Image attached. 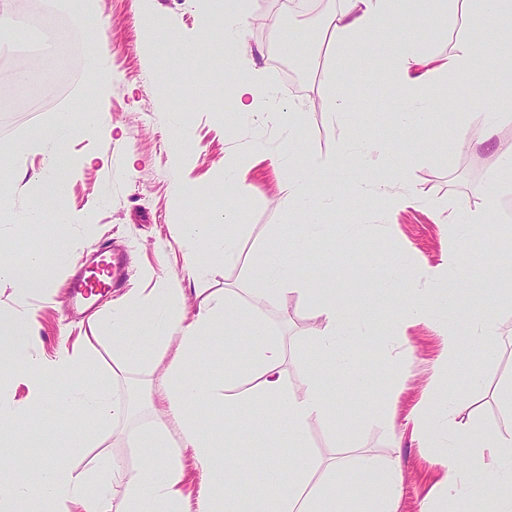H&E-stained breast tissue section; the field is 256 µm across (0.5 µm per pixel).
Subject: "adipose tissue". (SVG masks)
Here are the masks:
<instances>
[{"label":"adipose tissue","instance_id":"1","mask_svg":"<svg viewBox=\"0 0 512 512\" xmlns=\"http://www.w3.org/2000/svg\"><path fill=\"white\" fill-rule=\"evenodd\" d=\"M343 10L331 18L330 42L337 56L351 55L396 20L426 9L429 0H345ZM475 6L479 15L456 52L440 60L425 52L409 38L386 43L382 56L390 70V80L398 91L399 112L394 119L416 127L428 125L432 108L447 97L449 77L462 76L469 83L483 87L486 110L481 115V134L490 139L500 124L512 120V70L499 71L489 62V44L512 45V29H498L491 21L512 16V0H443L430 18L433 25L447 24L452 12ZM219 14L212 31L220 48L233 52L250 25L246 0H220ZM234 90V109L256 112L281 131L288 153H295L299 142L295 130L299 123L294 110L275 99L254 76L226 73ZM92 96L81 105L79 113L60 112L37 128L32 139L48 151L39 188L24 216L25 223H42L52 216L58 227L68 226L70 215L64 204V181L60 171L64 151L77 124L97 131H109L107 112L102 105L106 86L94 78ZM378 142L354 145L338 143L335 160L308 159L305 167L290 175L282 192L290 205L306 206L314 185L325 179L328 170L341 165L353 170L361 155L384 152ZM512 183V152L499 154L495 167L484 185L485 206L462 210V224L486 223L496 212L503 186ZM238 218V207L225 205L210 223L187 222L185 234L193 247L194 271H201L206 258L233 257L237 239L231 229ZM41 253L28 254L23 261L0 258V279L11 282L17 296L41 292L47 286L38 272ZM244 308L238 299L225 295L210 302L196 314H189L183 289L170 282H159L145 295H133L99 320L95 331L117 341L126 361L139 363L175 348L161 384V399L179 428L180 443L171 446L165 427L157 425L133 430L128 436L131 447L146 454V462L135 477H128L123 464L104 459L99 470L87 475L67 468L60 462L45 463L37 483L21 480L9 467L0 466V512H184L179 489L184 480V457H191L205 478L200 491L198 512H393L401 488V472L396 463L374 456L337 458L328 467V478L316 489H309L307 473L292 466L283 455L272 453L248 468L250 492H243L229 480L223 465V451L237 448L253 437L254 424L267 408H274L280 433L290 444H299L313 417L325 414L327 406L315 383L303 392L287 388L281 366L286 346L281 336L259 320L250 322L253 345L249 361L259 383L247 394L233 393L223 379L204 382L194 377L198 369L200 347L210 338L216 324L232 327ZM11 319L20 341L14 350L0 356V447H9L8 433L26 429L32 408L50 406L60 412L78 410L103 422L130 419L133 404L111 397L102 385L74 383L73 375L93 370L92 361L81 352H66L56 360L39 355V341L32 326V313L11 309ZM23 381L30 401L17 404L6 400L3 392L15 381ZM224 407V432L216 434L205 428L189 412L199 401ZM413 436L424 444L442 447L438 460L444 470V483L455 502L453 512H469L471 502L482 499L485 482L499 486L491 498V512H512V433H488L454 427L442 430L438 417L418 413L413 418ZM124 484L119 502L107 494L108 483Z\"/></svg>","mask_w":512,"mask_h":512}]
</instances>
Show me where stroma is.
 Returning <instances> with one entry per match:
<instances>
[{"label": "stroma", "mask_w": 512, "mask_h": 512, "mask_svg": "<svg viewBox=\"0 0 512 512\" xmlns=\"http://www.w3.org/2000/svg\"><path fill=\"white\" fill-rule=\"evenodd\" d=\"M108 26L109 43L100 66L109 80L104 106L114 129L111 136L80 126L67 146L65 204L71 223L55 227L52 217L42 224L24 223L23 216L34 196L42 153L13 154L11 148L27 139L32 129L48 122L55 113L74 110L92 91V78L79 68L67 87L37 102L0 114V156L6 157L8 191L0 197V251L24 258L32 250L48 258L44 292L19 298L9 281L0 280V308L25 307L34 314V327L42 342V355L51 360L62 349L82 346L97 366L96 374L79 375L81 384L102 380L114 397L124 400L132 385H139L141 410L130 422L111 425L79 413L34 411L30 427L41 429L47 442L43 448H11L5 456L12 468L28 481L39 475V464L54 458L62 441L76 434L91 438L88 448L69 457L67 464L78 471L96 469L100 460H120L128 474L143 464L138 449L129 447L127 435L134 428L168 420L157 389L174 354L166 352L138 366H123L118 347L109 337H92L90 327L111 308L112 297H104L93 314L73 315L63 285L73 267H59L51 260L53 237L67 238L74 258H82L101 244L110 243L127 253L125 283L121 295L150 292L158 281L168 280L183 288L187 307L197 312L201 301L223 297L233 290L249 298L259 287L261 268L257 256L287 254L290 241L305 229L301 212L288 205L281 192L289 173L301 167L304 156L314 153L333 158L339 141L376 140L385 145L382 154L367 157L357 169L363 192L350 198L344 192L318 191L312 205L318 209L324 230L302 253L303 273L320 267L357 265L367 259L388 260L393 256L421 269L441 265L450 252L469 261L472 276L458 293L462 313L477 316L494 310L499 327L495 356L474 359V348L464 345L458 359L439 370L442 342L434 321H410L405 342L386 343L371 336L357 347L360 369L371 373L366 389L352 390L345 371L318 352L314 339L325 332L326 322L303 294L288 289L267 303L253 308L252 316L265 320L283 336L289 348L282 366L288 386L303 391L316 380L328 412L312 418L299 446L276 441V430L257 422L254 439L244 448L228 449L229 457L252 462L264 457L271 444L290 455L297 466L307 468L311 487H318L324 466L347 449L335 427L351 419L358 423L357 448L381 460L397 461L402 486L396 512H422L425 503L445 495L443 472L436 464L437 451L414 440L406 418L413 410L439 412L449 393L459 395L452 423L487 432H506L512 427V412L505 406L501 390L512 382V286L499 280L490 247H503L505 225H512V196L502 197L496 222L474 226L457 237L454 219L461 208L484 206L483 185L495 165L497 154L512 152V122L504 123L491 143L481 144L476 121L483 110L482 88L463 78L448 81V103L437 105L431 125L411 130L393 123L397 93L389 86L356 85L346 73L354 57L335 63L330 59L327 28L342 0H320L308 12L290 9L289 0H247L255 23L235 54L212 55L184 68L172 52L163 51L150 60L142 51L146 25L157 30H177L184 38L201 40L208 28V0H152L150 10H141L139 0H94ZM281 16L287 30L301 33L297 52L300 70H283L285 61L265 18ZM27 14L19 0H0V74L9 75L17 59L35 53V43L18 31V21ZM467 33L465 18L449 22L440 31L428 20H411L390 26L388 38L411 37L438 56L455 53ZM228 68L250 69L280 99L300 111L298 136L303 150L275 163L281 150L278 130L259 115L235 114L231 109L232 88L224 83ZM335 83L336 95L355 100L357 111L335 115L323 108L326 83ZM186 123L191 140L183 152L184 174L193 191L176 197L172 184L174 131ZM406 165V177L396 181L387 175L391 162ZM236 167L242 186L240 222L242 232L236 259H213L204 275L190 273L184 245V222L207 220L222 205L216 188L228 167ZM415 195L419 204L392 209V195ZM352 301L379 327L399 319L406 297L382 296L363 281L352 283ZM234 344L239 369L231 379L237 390L255 384L248 367L250 335L247 321H240L234 336L216 328L208 348L200 353L206 374L224 375V364L211 353ZM483 378L481 387L470 385L471 375ZM392 418L395 432H388L385 418Z\"/></svg>", "instance_id": "stroma-1"}]
</instances>
